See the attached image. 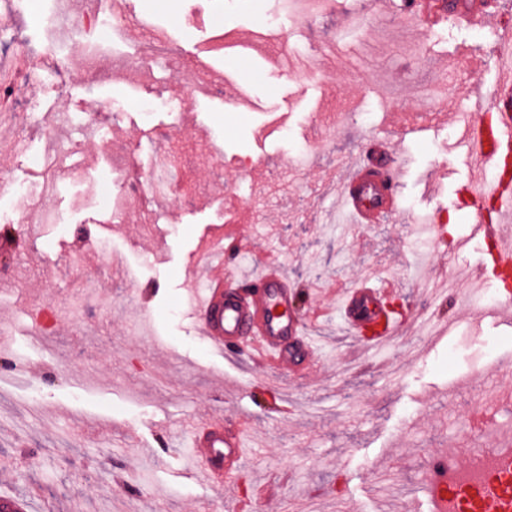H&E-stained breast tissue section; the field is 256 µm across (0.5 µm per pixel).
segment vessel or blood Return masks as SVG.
Returning <instances> with one entry per match:
<instances>
[{
    "label": "vessel or blood",
    "mask_w": 512,
    "mask_h": 512,
    "mask_svg": "<svg viewBox=\"0 0 512 512\" xmlns=\"http://www.w3.org/2000/svg\"><path fill=\"white\" fill-rule=\"evenodd\" d=\"M406 15L416 17L428 12L433 24L452 19L468 25L489 16L480 0H457L447 7L442 0H405ZM466 148L470 165L468 192L476 213L486 205L512 216V57L501 63L497 94L488 118L468 123ZM382 151H375L370 161L348 164L340 182V200L353 223L375 224L393 214L397 199L390 176L382 162ZM495 168L494 181H485L482 172ZM486 248L488 261L476 268L479 278L495 276L502 287L512 286V226L479 224L476 227ZM207 270L206 260H198ZM397 290L395 282L386 281L374 288H348L340 302L343 326L352 335H370L372 344L388 342L404 325L409 308L390 313L385 302ZM298 292L281 265L264 257L260 272L245 279L206 277V287L195 300L194 315L202 337L225 353H246L253 361L265 365H285L296 351L317 355L319 349L307 335V320L295 311ZM195 452L188 464L205 482L225 486L235 483V467L246 455L242 433L224 424V415L212 413L197 421L190 432ZM426 480L434 504L433 512H512V456L501 459L475 491L458 490L448 482V472L438 457H431Z\"/></svg>",
    "instance_id": "1"
}]
</instances>
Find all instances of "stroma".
I'll return each instance as SVG.
<instances>
[{
	"label": "stroma",
	"instance_id": "1",
	"mask_svg": "<svg viewBox=\"0 0 512 512\" xmlns=\"http://www.w3.org/2000/svg\"><path fill=\"white\" fill-rule=\"evenodd\" d=\"M126 2L154 15L179 73L166 58L143 61L138 41L91 29L112 80L89 83L72 68L81 50L43 20L50 0L0 11V31L21 41L13 78L40 104L0 124V174L25 185L30 214L10 227L17 248L0 250V494L30 512H238L259 491L262 512H427L430 454L463 462L469 449L512 445V373L487 368L512 353V321L484 306L495 280L471 276L483 248L455 247L471 222L462 123L487 113L512 0H494L499 18L479 40L451 22L402 18L399 0H332L324 15L283 0ZM271 17L287 48L269 45ZM203 62L232 78L228 93H246L238 109L202 97L181 117L141 111L188 87ZM430 70L446 79L447 109L417 136ZM50 110L64 122L48 132ZM215 139L219 157L208 152ZM173 142L174 195L103 207L125 194L141 149ZM376 142L404 170L396 212L331 223L343 165ZM450 214L445 238L430 243L428 221ZM218 239L280 258L302 291L297 310L320 309L309 368L220 355L199 336L194 264ZM103 241L111 256L99 254ZM366 278L399 281L413 303L382 347L328 321ZM486 402L500 423L489 439L472 424ZM216 411L249 418L254 440L231 490L184 469L190 422Z\"/></svg>",
	"mask_w": 512,
	"mask_h": 512
}]
</instances>
